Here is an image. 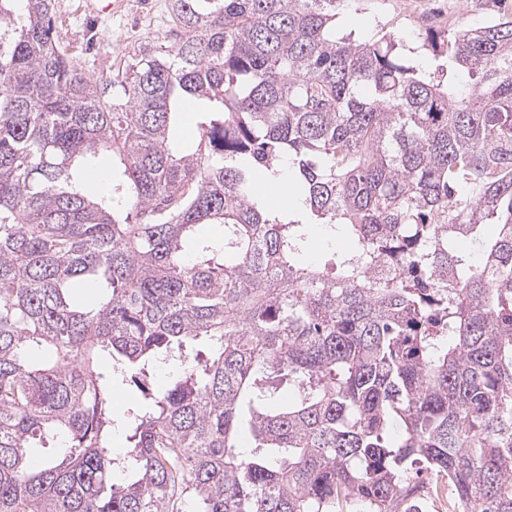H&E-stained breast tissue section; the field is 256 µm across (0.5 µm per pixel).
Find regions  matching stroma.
I'll use <instances>...</instances> for the list:
<instances>
[{
    "label": "stroma",
    "mask_w": 512,
    "mask_h": 512,
    "mask_svg": "<svg viewBox=\"0 0 512 512\" xmlns=\"http://www.w3.org/2000/svg\"><path fill=\"white\" fill-rule=\"evenodd\" d=\"M54 2L59 39L98 79L127 68L144 44L169 40L174 28L169 0H125L118 11L101 14L81 11V0ZM503 15H512V0H352L336 20V33L367 40L392 32L400 37L404 54L416 58L426 28H475Z\"/></svg>",
    "instance_id": "35a3bbf8"
}]
</instances>
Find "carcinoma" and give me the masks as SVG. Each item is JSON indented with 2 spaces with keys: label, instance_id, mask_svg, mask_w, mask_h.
Returning a JSON list of instances; mask_svg holds the SVG:
<instances>
[{
  "label": "carcinoma",
  "instance_id": "1",
  "mask_svg": "<svg viewBox=\"0 0 512 512\" xmlns=\"http://www.w3.org/2000/svg\"><path fill=\"white\" fill-rule=\"evenodd\" d=\"M350 2L171 0L101 80L53 0H0V512H418L422 473L512 512V17L425 30L438 75L337 40ZM286 172L288 207L255 185ZM138 400V393L135 389L127 385H116L112 395V405L114 418L118 420V425L113 429L112 434V448H124L125 447V436L119 421L127 409L134 405Z\"/></svg>",
  "mask_w": 512,
  "mask_h": 512
}]
</instances>
